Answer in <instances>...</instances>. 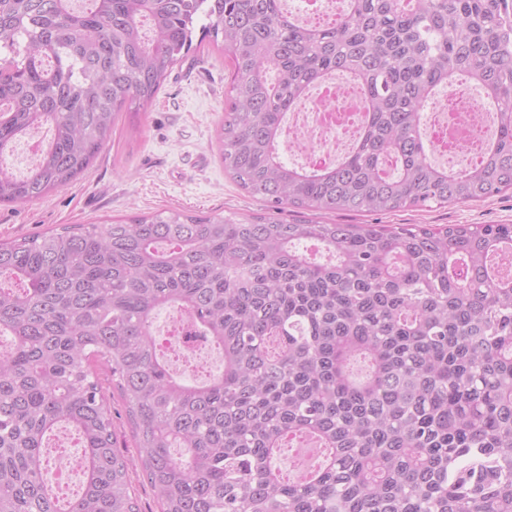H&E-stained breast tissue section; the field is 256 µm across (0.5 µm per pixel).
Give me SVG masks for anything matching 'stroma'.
I'll return each mask as SVG.
<instances>
[{"mask_svg": "<svg viewBox=\"0 0 512 512\" xmlns=\"http://www.w3.org/2000/svg\"><path fill=\"white\" fill-rule=\"evenodd\" d=\"M231 74L224 51L202 42L174 68L151 105L118 115L102 151L75 180L42 199L0 206V242L167 209L221 213L236 221L512 224V190L467 204L386 214L272 209L234 182L217 148Z\"/></svg>", "mask_w": 512, "mask_h": 512, "instance_id": "obj_1", "label": "stroma"}]
</instances>
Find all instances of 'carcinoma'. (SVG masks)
<instances>
[{
	"instance_id": "1",
	"label": "carcinoma",
	"mask_w": 512,
	"mask_h": 512,
	"mask_svg": "<svg viewBox=\"0 0 512 512\" xmlns=\"http://www.w3.org/2000/svg\"><path fill=\"white\" fill-rule=\"evenodd\" d=\"M232 61L224 169L275 208L385 213L512 189V0H347L307 24L281 0H0V158L44 127L0 205L86 170L118 113L150 105L195 25ZM336 72L364 127L333 166L278 152L285 115ZM465 75L500 120L480 161L432 162L436 88ZM184 309L223 356L174 376L155 312ZM0 512H138L100 363L161 512H512V224L237 222L160 210L0 243ZM72 428L85 480L49 485ZM316 443L306 471L274 466ZM181 449L174 456L172 449Z\"/></svg>"
}]
</instances>
